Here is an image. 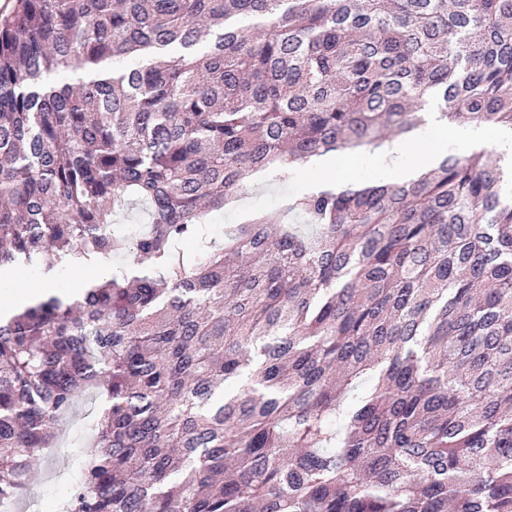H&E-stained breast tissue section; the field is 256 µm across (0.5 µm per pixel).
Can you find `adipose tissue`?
I'll return each instance as SVG.
<instances>
[{"label":"adipose tissue","instance_id":"1","mask_svg":"<svg viewBox=\"0 0 512 512\" xmlns=\"http://www.w3.org/2000/svg\"><path fill=\"white\" fill-rule=\"evenodd\" d=\"M484 143L480 126H459L433 116L406 137L384 140L372 158V175L379 182L409 181L440 155L473 150Z\"/></svg>","mask_w":512,"mask_h":512}]
</instances>
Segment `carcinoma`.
Segmentation results:
<instances>
[{
    "mask_svg": "<svg viewBox=\"0 0 512 512\" xmlns=\"http://www.w3.org/2000/svg\"><path fill=\"white\" fill-rule=\"evenodd\" d=\"M431 101L512 128V0H18L0 289L109 276L0 317V503L92 389L63 512H512V203L485 151L295 195L313 234L205 223L249 172ZM136 202L150 228L115 234Z\"/></svg>",
    "mask_w": 512,
    "mask_h": 512,
    "instance_id": "1",
    "label": "carcinoma"
}]
</instances>
